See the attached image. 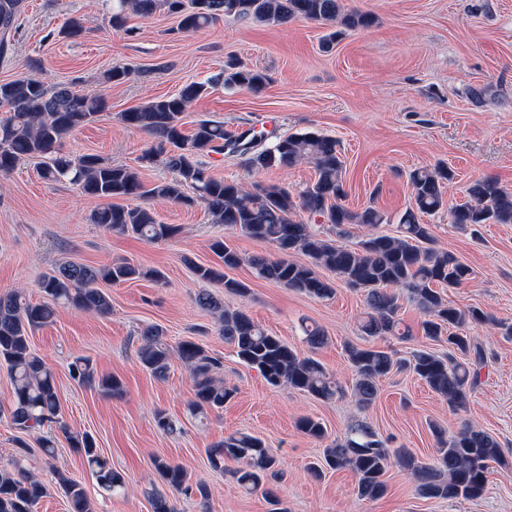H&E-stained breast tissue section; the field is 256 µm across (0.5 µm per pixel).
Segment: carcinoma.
<instances>
[{
	"instance_id": "1",
	"label": "carcinoma",
	"mask_w": 512,
	"mask_h": 512,
	"mask_svg": "<svg viewBox=\"0 0 512 512\" xmlns=\"http://www.w3.org/2000/svg\"><path fill=\"white\" fill-rule=\"evenodd\" d=\"M22 2L0 0L1 34L15 27ZM158 10L178 18L177 30L182 33L197 32L224 18L266 25H284L295 19L317 22L330 27L323 42L327 49L347 32L377 23L373 13L347 9L341 0H113L110 21L112 26L122 27L130 13L149 17ZM268 82L265 73L230 61L223 72L205 82H190L175 95L154 98L119 113L125 126L153 140L142 160H159L171 173L169 179L149 187L136 168L115 165L94 154L76 156L65 151L66 140L104 112L103 98L68 85L50 88L36 75L0 81V175H8L22 160H40L41 176L48 182L67 181L92 197L135 200L137 204L132 207L109 205L98 209L91 221L111 233L133 235L149 242L172 239L179 234V228L160 223L146 202H200L212 223L266 241L276 249V255L245 258L226 241L217 240L212 243V251L220 258V264L202 265L184 257L197 279L223 288L226 294L244 297L249 293L248 286L229 277L227 271L246 263L260 279L325 299L335 293L334 282L317 273L319 269L326 270L346 285L365 292L369 313L361 330L372 338L408 336V332L400 329L398 319L400 292H406L426 315L421 322L423 335L432 341L446 340L448 355L416 350L410 358L398 359L375 346H350L347 357L355 373L352 396L359 405L368 406L378 395L380 380L395 370L410 369L445 401L450 413H458L466 405L468 392L480 384L481 371L487 364L484 350L472 343L462 329L484 323L511 335L512 325L498 322L477 309L463 311L445 299L440 288L460 285L472 271L454 254L433 247L432 225L424 223L423 217L446 209L449 223L458 226L512 224V190L491 179L477 180L466 189L467 200L450 207L444 185L453 179L452 170L444 164L418 168L409 174L413 200L399 217L401 235L372 233L353 246L338 245L303 222L300 214L330 225L338 237L349 235V226L353 224L374 229L388 223V218L373 206L354 211L343 204L347 196L345 167L335 138L308 131L280 138L261 149L232 147L234 152L242 151L249 170L312 165L315 181L294 193L275 184L254 183L245 187L218 179L198 160L201 155L224 152V143L231 140V135L224 129L223 121L203 119L197 122L192 135L183 133L185 112L209 89L221 84L226 89L258 93ZM292 253L305 255L308 263L288 260ZM140 278L160 282L163 274L127 260L99 268L67 261L38 281L41 292L52 303L33 304L19 291L0 296V363L7 366L13 385L12 424L25 433L58 425L69 447L86 459L107 497L125 490L126 478L97 452L91 435L70 430L59 418L55 376L31 350L30 334L52 323L59 306L109 314L111 298L97 284ZM196 302L214 316L218 334L234 346L238 358L257 370L269 385L288 387L323 400L342 393V387L313 356L327 339L321 328L305 329L309 354L304 355L266 332L244 311L224 308L208 292L198 294ZM137 355L157 378L166 376L175 359L184 365L193 381L188 409L194 416L221 409L234 396L235 389L214 377L221 365L219 358L210 355L197 341L183 340L173 348L165 341L160 326H149L141 334ZM70 377L77 384L96 388L109 397L118 398L124 393L117 377L99 374L87 360H75L70 366ZM297 426L316 441L328 438L323 424L310 416L301 417ZM430 429L438 445L437 457L431 463L419 460L407 448H388L372 426L360 423L345 440L334 439L325 445L321 461L310 467L311 474L319 478L325 467L349 469L357 478L358 495L376 500L387 493L384 475L393 458L420 498H480L486 489L490 464L504 462L499 442L469 425L452 435L436 423L430 424ZM206 456L210 468L221 473L226 470V463H237L232 474L248 492L262 489L265 479L276 472L278 465L261 438L244 432L206 449ZM153 466L161 482L171 490L196 492L202 499H208L207 484L192 482L183 466L160 457L154 459ZM55 484L65 496L69 512H93L78 480L58 470ZM47 494L49 488L26 472L20 461L0 467V512H35ZM146 496L153 512H176L175 504L156 488L146 491Z\"/></svg>"
}]
</instances>
